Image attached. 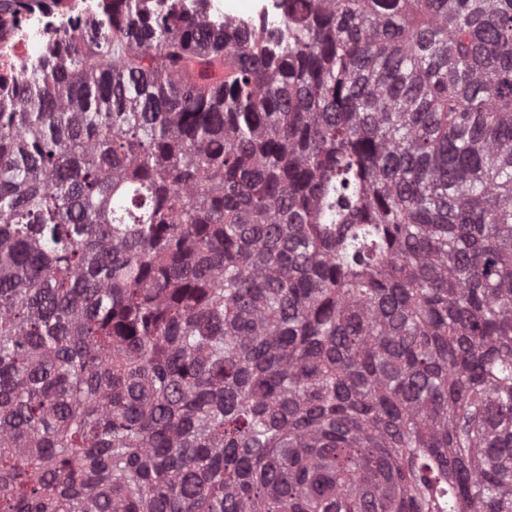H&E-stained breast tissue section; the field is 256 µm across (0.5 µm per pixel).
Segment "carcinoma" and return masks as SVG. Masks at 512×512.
<instances>
[{
    "mask_svg": "<svg viewBox=\"0 0 512 512\" xmlns=\"http://www.w3.org/2000/svg\"><path fill=\"white\" fill-rule=\"evenodd\" d=\"M0 82V512H512V0H101ZM225 1V0H224ZM222 0H207L205 10L212 20H231L256 24L268 32H274L279 27L281 18V2L279 0L268 1L259 7L245 12L231 11Z\"/></svg>",
    "mask_w": 512,
    "mask_h": 512,
    "instance_id": "1",
    "label": "carcinoma"
}]
</instances>
